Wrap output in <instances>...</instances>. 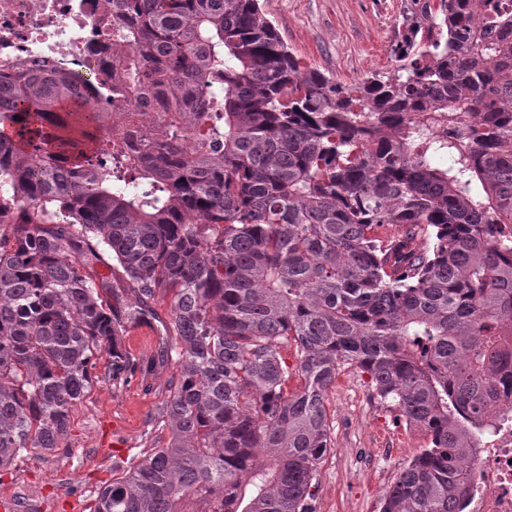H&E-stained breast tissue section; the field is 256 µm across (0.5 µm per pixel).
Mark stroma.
I'll list each match as a JSON object with an SVG mask.
<instances>
[{"label": "stroma", "instance_id": "1", "mask_svg": "<svg viewBox=\"0 0 512 512\" xmlns=\"http://www.w3.org/2000/svg\"><path fill=\"white\" fill-rule=\"evenodd\" d=\"M409 0H261L301 67L350 85L395 67L393 49ZM158 320L128 331L124 346L135 360L156 356L165 340L160 325L171 311L158 300ZM100 354L96 379L70 414L66 449L32 450L0 471V494L13 495L16 512H94L97 495L168 438L157 422L176 375L157 366L148 379L116 386ZM331 448L316 477V512H380L386 489L426 448V434L407 426L380 401L367 374L342 368L326 395Z\"/></svg>", "mask_w": 512, "mask_h": 512}]
</instances>
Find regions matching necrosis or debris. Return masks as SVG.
I'll list each match as a JSON object with an SVG mask.
<instances>
[{"mask_svg":"<svg viewBox=\"0 0 512 512\" xmlns=\"http://www.w3.org/2000/svg\"><path fill=\"white\" fill-rule=\"evenodd\" d=\"M112 68V0H0V76L48 72L92 84L93 109L105 117L102 139L135 132L130 100L95 91ZM473 455L463 512H512V408Z\"/></svg>","mask_w":512,"mask_h":512,"instance_id":"necrosis-or-debris-1","label":"necrosis or debris"}]
</instances>
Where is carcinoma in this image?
Here are the masks:
<instances>
[{
  "mask_svg": "<svg viewBox=\"0 0 512 512\" xmlns=\"http://www.w3.org/2000/svg\"><path fill=\"white\" fill-rule=\"evenodd\" d=\"M411 2L396 69L341 87L260 0H112L148 154L97 152L85 80L0 86V469L60 448L101 351L153 372L122 336L169 296V439L96 512H314L346 365L429 437L382 512H462L512 396V0Z\"/></svg>",
  "mask_w": 512,
  "mask_h": 512,
  "instance_id": "carcinoma-1",
  "label": "carcinoma"
}]
</instances>
